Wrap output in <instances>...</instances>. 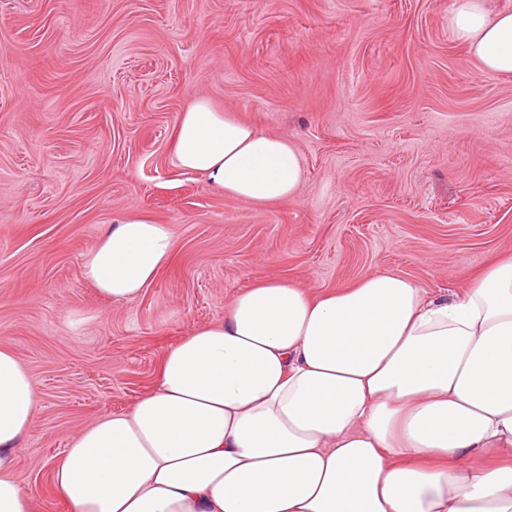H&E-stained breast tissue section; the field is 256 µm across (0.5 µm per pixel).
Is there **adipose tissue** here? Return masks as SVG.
Here are the masks:
<instances>
[{
	"label": "adipose tissue",
	"instance_id": "ef3b65f1",
	"mask_svg": "<svg viewBox=\"0 0 512 512\" xmlns=\"http://www.w3.org/2000/svg\"><path fill=\"white\" fill-rule=\"evenodd\" d=\"M449 24L483 73L512 74L511 9L454 0ZM173 156L258 206L303 180L292 144L205 98ZM174 246L169 225L124 215L82 273L122 302ZM36 403L0 348V512L35 510L15 468ZM51 481L70 512H512V257L451 298L387 271L315 294L255 283L166 353L129 412L78 432Z\"/></svg>",
	"mask_w": 512,
	"mask_h": 512
}]
</instances>
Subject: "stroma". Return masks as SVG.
Returning a JSON list of instances; mask_svg holds the SVG:
<instances>
[{"mask_svg":"<svg viewBox=\"0 0 512 512\" xmlns=\"http://www.w3.org/2000/svg\"><path fill=\"white\" fill-rule=\"evenodd\" d=\"M452 3L0 0V347L38 394L15 471L37 512H69L50 469L71 435L131 410L254 283L388 270L450 296L512 256V75L452 39ZM200 96L296 147L294 198L256 206L176 165ZM128 213L175 248L115 304L81 266Z\"/></svg>","mask_w":512,"mask_h":512,"instance_id":"35a3bbf8","label":"stroma"}]
</instances>
